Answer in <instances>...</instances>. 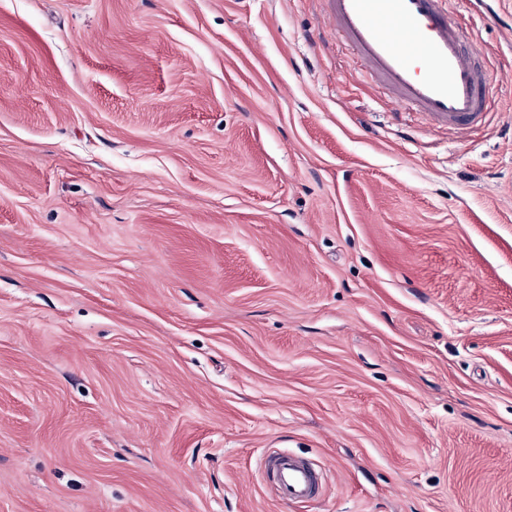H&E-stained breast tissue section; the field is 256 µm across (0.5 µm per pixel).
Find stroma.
Masks as SVG:
<instances>
[{
	"mask_svg": "<svg viewBox=\"0 0 512 512\" xmlns=\"http://www.w3.org/2000/svg\"><path fill=\"white\" fill-rule=\"evenodd\" d=\"M450 7L464 139L325 0H0V512H512V41ZM262 467L282 504L312 502L321 497L325 472L310 460L279 450L269 454Z\"/></svg>",
	"mask_w": 512,
	"mask_h": 512,
	"instance_id": "1",
	"label": "stroma"
}]
</instances>
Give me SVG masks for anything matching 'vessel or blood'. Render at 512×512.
I'll return each mask as SVG.
<instances>
[{"label":"vessel or blood","mask_w":512,"mask_h":512,"mask_svg":"<svg viewBox=\"0 0 512 512\" xmlns=\"http://www.w3.org/2000/svg\"><path fill=\"white\" fill-rule=\"evenodd\" d=\"M325 3L336 31L396 107L460 135L489 121L496 78L482 66L483 48L455 21L448 0ZM263 470L282 504L321 496L325 472L308 459L279 450L265 458Z\"/></svg>","instance_id":"1"}]
</instances>
